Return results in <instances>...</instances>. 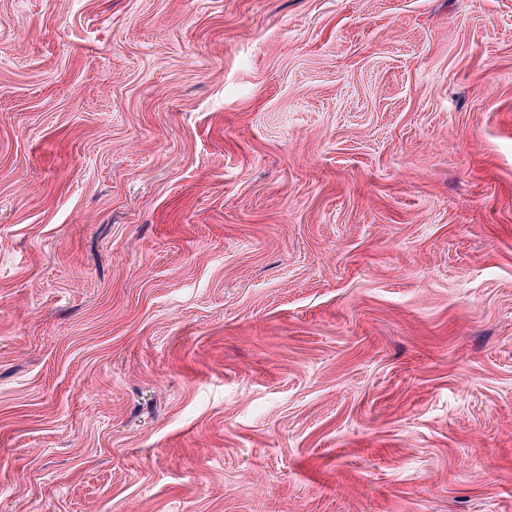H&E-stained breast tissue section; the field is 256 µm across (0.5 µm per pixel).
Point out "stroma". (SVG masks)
Wrapping results in <instances>:
<instances>
[{
	"label": "stroma",
	"mask_w": 512,
	"mask_h": 512,
	"mask_svg": "<svg viewBox=\"0 0 512 512\" xmlns=\"http://www.w3.org/2000/svg\"><path fill=\"white\" fill-rule=\"evenodd\" d=\"M0 512H512V0H0Z\"/></svg>",
	"instance_id": "1"
}]
</instances>
